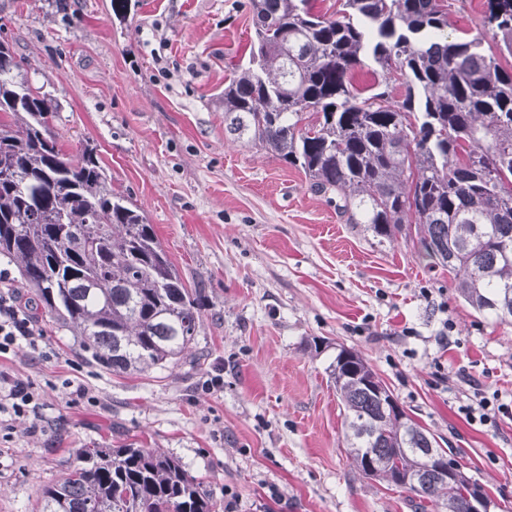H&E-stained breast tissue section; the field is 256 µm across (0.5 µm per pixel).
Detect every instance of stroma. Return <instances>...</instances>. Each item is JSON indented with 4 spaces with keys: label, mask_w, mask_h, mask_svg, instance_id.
<instances>
[{
    "label": "stroma",
    "mask_w": 512,
    "mask_h": 512,
    "mask_svg": "<svg viewBox=\"0 0 512 512\" xmlns=\"http://www.w3.org/2000/svg\"><path fill=\"white\" fill-rule=\"evenodd\" d=\"M253 35L250 0H137L122 21L110 0H0V41L61 103L64 152L96 145L207 300L178 364L133 376L89 362L35 309L44 354L0 359L36 395L27 417L0 413V512H39L43 487L96 442L164 449L213 512L228 497L234 512H411L405 490L362 478L346 452L326 372L342 346L512 512V416L465 413L475 396L512 395V324L465 304L411 238L378 242L300 169L225 140L224 79Z\"/></svg>",
    "instance_id": "obj_1"
}]
</instances>
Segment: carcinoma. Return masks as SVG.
<instances>
[{
    "label": "carcinoma",
    "mask_w": 512,
    "mask_h": 512,
    "mask_svg": "<svg viewBox=\"0 0 512 512\" xmlns=\"http://www.w3.org/2000/svg\"><path fill=\"white\" fill-rule=\"evenodd\" d=\"M251 0L255 40L224 85V133L301 168L336 196L348 224L379 240L415 235L478 313L512 323V0H484L476 31L452 28L445 0ZM384 84L361 97L353 71ZM61 106L0 42V258L35 289L88 360L142 374L195 341L202 289L186 283L153 225L112 190L96 148L77 162L54 131ZM344 407L347 452L364 478L409 493L412 512H473L491 502L406 412L357 352L327 367ZM44 488L40 512H211L202 482L160 448L98 444Z\"/></svg>",
    "instance_id": "cac0c4a2"
}]
</instances>
